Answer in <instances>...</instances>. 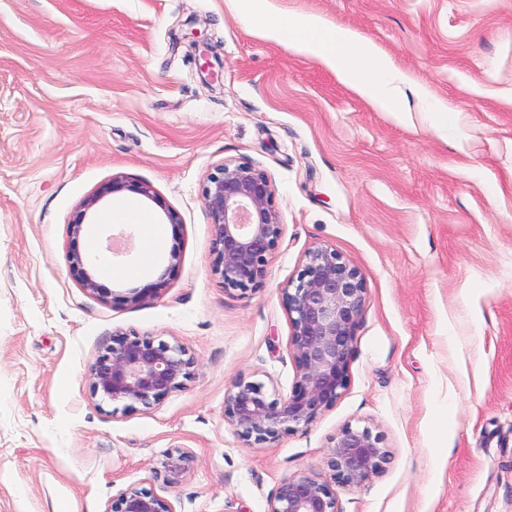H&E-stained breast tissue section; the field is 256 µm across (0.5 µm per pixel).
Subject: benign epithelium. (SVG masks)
Listing matches in <instances>:
<instances>
[{
	"label": "benign epithelium",
	"mask_w": 512,
	"mask_h": 512,
	"mask_svg": "<svg viewBox=\"0 0 512 512\" xmlns=\"http://www.w3.org/2000/svg\"><path fill=\"white\" fill-rule=\"evenodd\" d=\"M129 191L158 201L150 186L114 177L79 206L70 232L78 238L86 218L107 195ZM202 196L214 234L211 271L224 290L245 294L262 284L269 255L279 245L282 223L276 194L267 173L250 162H222L207 175ZM172 251L160 279L132 288L127 304L157 297L167 275L179 264ZM70 273L89 294L103 301L109 293L97 281L95 265L80 251L69 255ZM367 299L364 274L325 245L309 248L296 276L282 288V303L292 328L291 349L297 379L286 397L257 381H238L224 399V418L246 445L276 440L280 433L314 423L341 396L348 383L354 350V327ZM196 361L179 343L150 335L120 332L105 353L90 365L93 395L104 402H128L146 408L182 388ZM388 457L384 436L368 426L347 425L329 438L325 466L330 480L300 475L283 479L268 501L267 512H339L333 486L359 487L379 473ZM188 453L171 449L163 454L152 477L168 487L187 473ZM107 512H174L152 490L129 487L112 499Z\"/></svg>",
	"instance_id": "1"
}]
</instances>
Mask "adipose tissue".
<instances>
[{
	"label": "adipose tissue",
	"mask_w": 512,
	"mask_h": 512,
	"mask_svg": "<svg viewBox=\"0 0 512 512\" xmlns=\"http://www.w3.org/2000/svg\"><path fill=\"white\" fill-rule=\"evenodd\" d=\"M228 3L235 16L246 21L258 20L264 36L317 60L375 109L397 117L404 115L402 88L410 84L411 79L394 68L390 61L381 58L373 44L361 40L349 29L328 26L318 17H303L290 22L269 14L263 8L264 0H228ZM103 220L108 224L142 226L136 272L147 275L165 238V225L159 224L150 211L129 199L113 204Z\"/></svg>",
	"instance_id": "ef3b65f1"
}]
</instances>
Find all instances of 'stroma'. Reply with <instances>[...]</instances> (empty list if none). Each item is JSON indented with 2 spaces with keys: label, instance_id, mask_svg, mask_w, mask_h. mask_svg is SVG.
I'll return each instance as SVG.
<instances>
[{
  "label": "stroma",
  "instance_id": "obj_1",
  "mask_svg": "<svg viewBox=\"0 0 512 512\" xmlns=\"http://www.w3.org/2000/svg\"><path fill=\"white\" fill-rule=\"evenodd\" d=\"M281 16L351 29L457 113L440 139L376 111L314 59L259 37L227 0H0V512H107L130 486L175 512H266L280 481L328 477L343 426L390 457L340 512H512V0H269ZM207 45L217 81L205 80ZM275 188L283 233L258 289L211 272L201 189L222 161ZM178 212L160 296L103 302L73 279L69 225L112 177ZM101 285L134 277L141 228ZM367 287L349 382L308 427L244 445L224 417L236 381H296L281 290L308 248ZM180 264L167 272V257ZM184 345L183 388L146 408L92 395L88 368L117 332ZM190 456L182 483L151 470ZM189 455L181 449H171L163 454L158 467H153V480L162 481L168 487L180 484L187 473Z\"/></svg>",
  "mask_w": 512,
  "mask_h": 512
}]
</instances>
